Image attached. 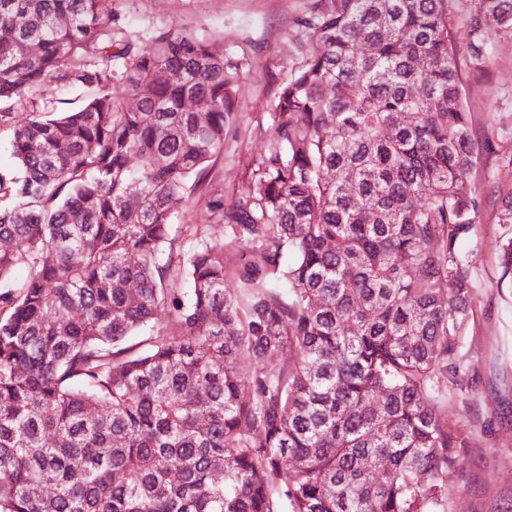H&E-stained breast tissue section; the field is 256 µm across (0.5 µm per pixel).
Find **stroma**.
Listing matches in <instances>:
<instances>
[{
  "label": "stroma",
  "mask_w": 512,
  "mask_h": 512,
  "mask_svg": "<svg viewBox=\"0 0 512 512\" xmlns=\"http://www.w3.org/2000/svg\"><path fill=\"white\" fill-rule=\"evenodd\" d=\"M319 0H105L112 39L142 48L154 36L187 32L222 43L239 67L236 111L213 155L209 181L173 207L174 249L193 243L186 226L220 240L224 227L207 221L209 201L233 203L244 191L242 173L271 134L274 93L305 61L311 40L303 26ZM469 0H449L448 30L459 50L456 66L466 109L479 141H491L471 182L480 202L471 234L459 240L473 281L469 318L458 339L453 379H440L435 403L449 432L464 436L448 484L446 512H512V274L502 245L512 224L499 223L495 199L512 192V37L492 34L493 52L475 70L465 48Z\"/></svg>",
  "instance_id": "35a3bbf8"
}]
</instances>
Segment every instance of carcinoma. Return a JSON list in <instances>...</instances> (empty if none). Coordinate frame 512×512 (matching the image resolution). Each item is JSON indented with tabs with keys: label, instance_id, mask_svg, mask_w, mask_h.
I'll return each mask as SVG.
<instances>
[{
	"label": "carcinoma",
	"instance_id": "obj_1",
	"mask_svg": "<svg viewBox=\"0 0 512 512\" xmlns=\"http://www.w3.org/2000/svg\"><path fill=\"white\" fill-rule=\"evenodd\" d=\"M306 26L245 191L207 208L224 240L175 253L238 64L192 33L116 44L101 0H0V104L46 79L81 99L15 125L0 171V512H444L466 441L431 392L469 315L481 153L448 0ZM491 32L512 0H470L478 70Z\"/></svg>",
	"mask_w": 512,
	"mask_h": 512
}]
</instances>
